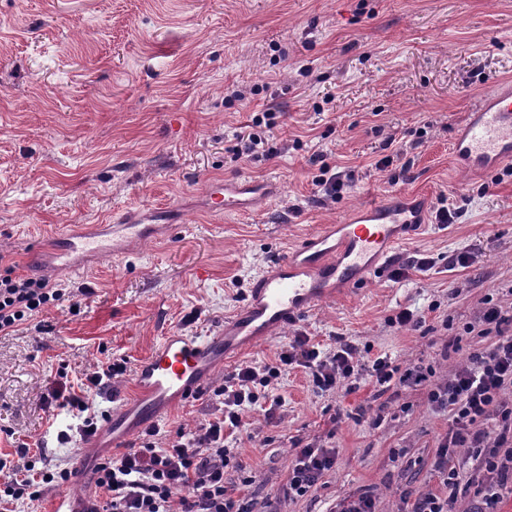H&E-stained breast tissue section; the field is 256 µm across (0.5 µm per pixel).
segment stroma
<instances>
[{
    "label": "stroma",
    "mask_w": 512,
    "mask_h": 512,
    "mask_svg": "<svg viewBox=\"0 0 512 512\" xmlns=\"http://www.w3.org/2000/svg\"><path fill=\"white\" fill-rule=\"evenodd\" d=\"M509 81L512 0H0V263L43 275L67 225L107 224L133 207L181 215L172 236L127 259L51 275L71 299L0 335V455L20 467V447L41 442L43 467L80 460L89 471L121 456L57 442L55 428L74 421L53 397L60 372L76 386L107 362L135 364L166 334L208 335L271 259L391 194L422 195L432 211L446 200L462 216L427 223L355 294L244 351L155 425L210 418L237 364L274 362L297 330L325 349L341 338L446 378L450 338L489 344L462 333L481 299L512 300V169L463 172L451 152L477 99ZM267 109L277 155L234 159L236 134ZM323 165L354 175L336 199L312 182ZM237 175L273 180L281 194L258 212L208 214L202 193ZM462 250L470 266L449 265ZM416 253L435 266L393 278ZM405 307L423 316L419 330L391 326ZM429 388L402 389L373 429L329 420L368 406L370 386L321 393L301 370L282 373L274 417L246 415L239 458L252 483L242 494L279 512H331L367 492L379 512H405L408 494L440 488L431 464L448 414L429 405ZM312 440L336 448V465L289 498L294 445Z\"/></svg>",
    "instance_id": "1"
}]
</instances>
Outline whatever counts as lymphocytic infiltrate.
<instances>
[{
	"instance_id": "obj_1",
	"label": "lymphocytic infiltrate",
	"mask_w": 512,
	"mask_h": 512,
	"mask_svg": "<svg viewBox=\"0 0 512 512\" xmlns=\"http://www.w3.org/2000/svg\"><path fill=\"white\" fill-rule=\"evenodd\" d=\"M275 112L253 118L240 132L235 157L274 155L266 131L275 124ZM67 291L44 277L18 276L12 268L0 270V334H10L43 309L64 301ZM467 334L491 337L489 346L468 353L447 378L428 392L429 402L447 411L448 432L432 462L440 491L421 492L408 512H454L460 483L472 490L468 512H496L512 485V306L485 297ZM300 368L320 392L354 391L358 380L370 378L379 393L401 385H421V367L402 368L386 354L365 358L348 342L323 351L309 337L296 333L272 364H242L227 377L216 394L221 412L194 427L178 428L168 438L147 429L136 449L95 467L91 512H278L272 502L257 503L241 497L226 482L228 470H240L236 453L247 410L260 408L273 416L282 404L269 389L287 368ZM464 449L474 462L468 480H461L453 463L456 449ZM336 464V450L317 442L298 448L288 473V495L299 498L317 487ZM66 470L48 472L27 461L17 470L0 457V505L20 499L38 500L46 486L67 481Z\"/></svg>"
}]
</instances>
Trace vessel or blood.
<instances>
[{"instance_id": "b4317fda", "label": "vessel or blood", "mask_w": 512, "mask_h": 512, "mask_svg": "<svg viewBox=\"0 0 512 512\" xmlns=\"http://www.w3.org/2000/svg\"><path fill=\"white\" fill-rule=\"evenodd\" d=\"M452 152L466 171L512 163L511 84L498 85L476 102L453 139ZM277 195L276 184L239 176L212 184L204 200L210 212L240 214ZM424 223L423 208L395 195L354 209L341 223L321 225L290 254L270 262L253 280L247 302L225 317L215 335L162 337L138 361L136 389L113 407L102 434L111 436L113 446H123L134 428L196 397L225 361L337 295L355 291ZM174 229L169 210H130L111 224L72 225L56 259L62 267L79 271L91 259L129 257L144 242L164 239ZM83 497L78 484L61 487L48 512H76Z\"/></svg>"}]
</instances>
